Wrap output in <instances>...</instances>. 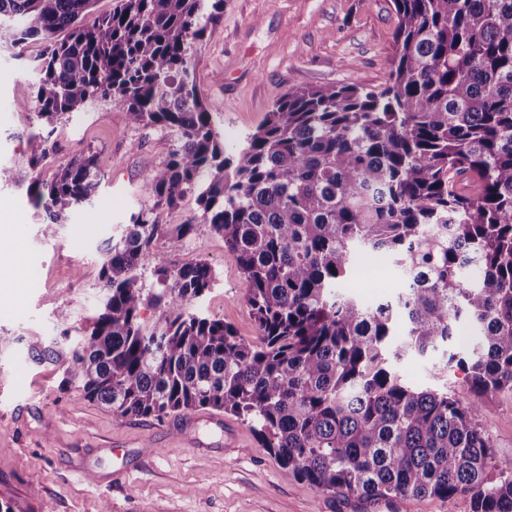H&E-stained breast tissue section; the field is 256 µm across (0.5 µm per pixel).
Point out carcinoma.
<instances>
[{"label": "carcinoma", "mask_w": 512, "mask_h": 512, "mask_svg": "<svg viewBox=\"0 0 512 512\" xmlns=\"http://www.w3.org/2000/svg\"><path fill=\"white\" fill-rule=\"evenodd\" d=\"M93 2L0 0V47H44L38 120L102 99L177 146L144 177L154 206L100 248L95 317L63 383L123 417L231 414L288 476L327 493H466L472 512H512V472L490 478L481 408L414 389L396 369L457 338L464 320L480 341L448 362L480 394L512 391V0H393L383 89L294 88L229 154L189 64L224 0H116L89 23ZM30 138L35 169L48 138ZM105 166L97 152L75 157L27 196L59 224ZM189 195L198 213L163 222ZM199 221L236 255L256 342L197 307L216 281L206 261L173 266L151 249ZM359 254L401 271L394 300L365 306L337 291ZM470 267L479 282L465 279Z\"/></svg>", "instance_id": "cac0c4a2"}]
</instances>
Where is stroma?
Wrapping results in <instances>:
<instances>
[{
	"label": "stroma",
	"mask_w": 512,
	"mask_h": 512,
	"mask_svg": "<svg viewBox=\"0 0 512 512\" xmlns=\"http://www.w3.org/2000/svg\"><path fill=\"white\" fill-rule=\"evenodd\" d=\"M392 0H224L219 26L190 51L200 96L228 150L263 122L288 89L360 83L385 87L396 51ZM32 42L0 49V165L32 150L35 114ZM43 166L22 169V185H0V505L11 512H360L355 496L334 495L289 478L236 417L192 411L162 420L120 417L61 388L69 344L56 320L87 327L97 302L98 244L131 214L154 203L144 176L172 149L173 135L132 126L123 108L99 100L58 122ZM107 166L90 204L49 224L26 196L25 181L49 180L60 165L89 152ZM214 268L204 307L240 336L258 331L235 256L207 225L187 241L157 238L153 251L175 259L184 249ZM376 281L352 274L345 291L372 305L402 286L380 263ZM419 390L452 391L478 403L493 443V473L512 470V391L476 397L466 372L442 351L400 364ZM196 424V439L176 427Z\"/></svg>",
	"instance_id": "obj_1"
}]
</instances>
